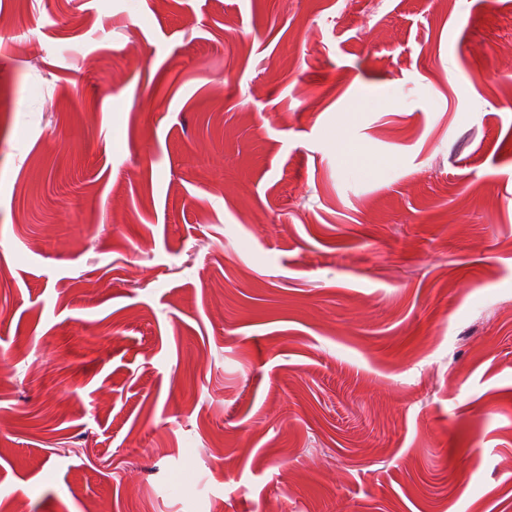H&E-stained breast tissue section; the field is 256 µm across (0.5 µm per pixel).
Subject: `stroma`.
I'll list each match as a JSON object with an SVG mask.
<instances>
[{
    "instance_id": "35a3bbf8",
    "label": "stroma",
    "mask_w": 512,
    "mask_h": 512,
    "mask_svg": "<svg viewBox=\"0 0 512 512\" xmlns=\"http://www.w3.org/2000/svg\"><path fill=\"white\" fill-rule=\"evenodd\" d=\"M0 17V512H512V0Z\"/></svg>"
}]
</instances>
